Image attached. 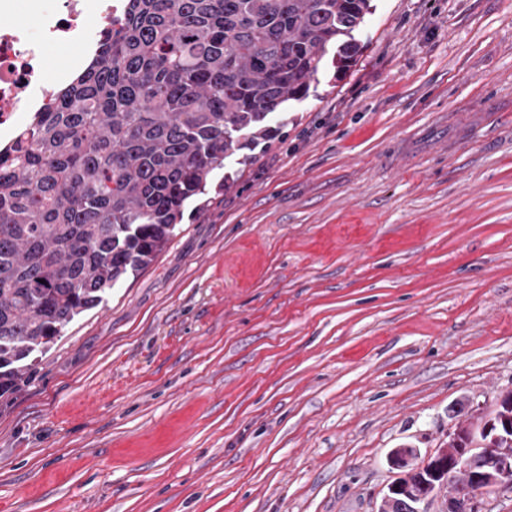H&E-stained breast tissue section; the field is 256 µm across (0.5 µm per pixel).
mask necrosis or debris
Wrapping results in <instances>:
<instances>
[{
  "instance_id": "1",
  "label": "necrosis or debris",
  "mask_w": 512,
  "mask_h": 512,
  "mask_svg": "<svg viewBox=\"0 0 512 512\" xmlns=\"http://www.w3.org/2000/svg\"><path fill=\"white\" fill-rule=\"evenodd\" d=\"M25 19L0 28V129H15L31 98L49 105L57 85L40 72V49L48 41L96 35L110 18L106 0H28Z\"/></svg>"
}]
</instances>
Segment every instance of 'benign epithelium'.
Here are the masks:
<instances>
[{
	"mask_svg": "<svg viewBox=\"0 0 512 512\" xmlns=\"http://www.w3.org/2000/svg\"><path fill=\"white\" fill-rule=\"evenodd\" d=\"M469 421L490 431L495 414H489L470 400L466 404ZM397 479L383 495L377 512H409L418 498L428 503L439 494L436 486L457 483L448 494L443 512H480L483 497L495 488L512 486V446L500 448L495 443L470 442L466 434L455 428L448 432V442L425 459H419L418 449L401 446L387 456ZM428 470L422 484L405 483L407 473Z\"/></svg>",
	"mask_w": 512,
	"mask_h": 512,
	"instance_id": "7a95c632",
	"label": "benign epithelium"
}]
</instances>
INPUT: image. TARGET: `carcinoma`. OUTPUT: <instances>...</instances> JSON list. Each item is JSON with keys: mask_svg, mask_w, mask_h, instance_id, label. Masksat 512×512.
I'll list each match as a JSON object with an SVG mask.
<instances>
[{"mask_svg": "<svg viewBox=\"0 0 512 512\" xmlns=\"http://www.w3.org/2000/svg\"><path fill=\"white\" fill-rule=\"evenodd\" d=\"M372 0H120L89 64L0 148V397L107 290L148 267Z\"/></svg>", "mask_w": 512, "mask_h": 512, "instance_id": "1", "label": "carcinoma"}]
</instances>
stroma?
I'll return each instance as SVG.
<instances>
[{"label":"stroma","instance_id":"obj_1","mask_svg":"<svg viewBox=\"0 0 512 512\" xmlns=\"http://www.w3.org/2000/svg\"><path fill=\"white\" fill-rule=\"evenodd\" d=\"M342 76L0 397V512H376L512 389V0H372Z\"/></svg>","mask_w":512,"mask_h":512}]
</instances>
